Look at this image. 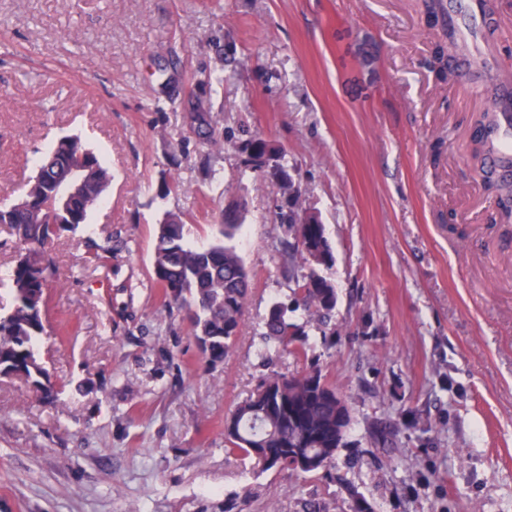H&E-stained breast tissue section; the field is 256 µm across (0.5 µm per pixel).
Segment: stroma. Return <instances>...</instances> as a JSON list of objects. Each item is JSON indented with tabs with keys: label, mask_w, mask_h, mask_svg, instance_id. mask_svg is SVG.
<instances>
[{
	"label": "stroma",
	"mask_w": 512,
	"mask_h": 512,
	"mask_svg": "<svg viewBox=\"0 0 512 512\" xmlns=\"http://www.w3.org/2000/svg\"><path fill=\"white\" fill-rule=\"evenodd\" d=\"M487 66L440 83L422 0H0V201L77 135L112 173L104 204L50 249L59 285L41 353L59 393L0 378V512H512V231L469 158L485 86H512V6ZM211 113L223 149L191 115ZM261 135L317 211L337 302L308 355L352 408V443L306 476L224 453V417L268 374L264 318L288 300L291 234ZM177 178L183 191L165 194ZM243 200L251 276L232 355L206 365L153 279L156 227L209 243ZM112 265L89 261L95 246ZM242 151L246 153L248 156L253 158V167L248 166L254 173H256L257 177H262L260 173L256 170V166L258 165L257 160L265 157V156H273L279 159L283 163L285 155L280 147L271 141L263 138L262 136H253L250 139L246 140V143L242 146Z\"/></svg>",
	"instance_id": "1"
}]
</instances>
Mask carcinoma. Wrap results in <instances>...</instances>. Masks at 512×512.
<instances>
[{
    "mask_svg": "<svg viewBox=\"0 0 512 512\" xmlns=\"http://www.w3.org/2000/svg\"><path fill=\"white\" fill-rule=\"evenodd\" d=\"M465 60L464 46L453 37L440 41L429 68L437 80L449 82L457 76L453 61ZM492 108L483 113L479 125L487 136L482 152L493 150L499 113L512 110V101L490 89ZM197 132L210 147L224 148L207 112L195 113ZM242 151L257 161L273 156L284 161L280 147L253 136ZM71 166L84 169L81 195L70 214L57 215L51 206L55 178ZM503 204L512 202V180L485 171ZM111 184V174L94 151L78 136L59 138L41 157L36 174L28 181L19 203L0 205V224L15 237L16 259L8 275L12 306L0 312V370L23 371L27 383L44 399L55 397L45 361L37 343L48 333L50 291L57 282V269L47 245L64 231L86 223L90 211L101 203ZM288 225L294 242L286 253L288 265L303 273L294 279L291 302L275 301L264 321L257 355L267 360L286 352L308 361L306 324L295 315L298 308L314 310L322 319L336 307V288L323 275L333 267L334 255L324 224H296L289 213L278 212ZM242 229L241 219L221 217L218 236L207 245L187 238L180 217L167 213L157 225L153 275L166 300L186 307L197 344L205 346L204 359L216 365L230 357L243 327L250 292V276L233 240ZM353 417L336 383L328 380L317 363L296 373L273 372L237 405L224 420V451L228 455L255 460L264 470L284 469L288 454L299 448L308 456L321 457L332 465L340 449L347 446Z\"/></svg>",
    "mask_w": 512,
    "mask_h": 512,
    "instance_id": "1",
    "label": "carcinoma"
}]
</instances>
